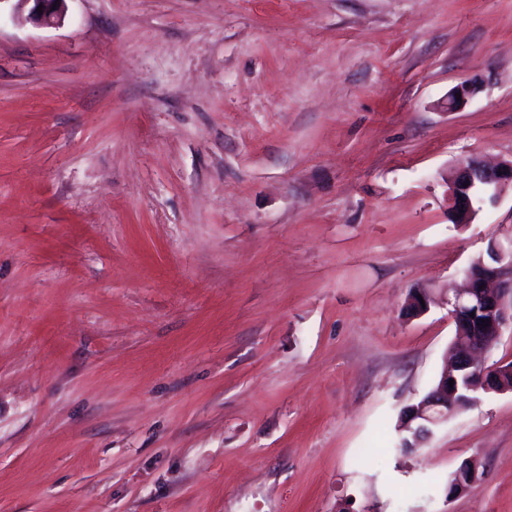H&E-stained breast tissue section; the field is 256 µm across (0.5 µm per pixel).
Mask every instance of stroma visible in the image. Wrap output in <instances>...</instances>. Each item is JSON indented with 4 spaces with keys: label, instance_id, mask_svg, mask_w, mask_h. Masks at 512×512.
I'll return each mask as SVG.
<instances>
[{
    "label": "stroma",
    "instance_id": "1",
    "mask_svg": "<svg viewBox=\"0 0 512 512\" xmlns=\"http://www.w3.org/2000/svg\"><path fill=\"white\" fill-rule=\"evenodd\" d=\"M469 157L512 0H0V512H512V394L398 446L512 244L511 192L448 217ZM16 2L15 13L27 8L25 19L36 26L60 25L65 18V2L67 0H10ZM56 5L55 10H52ZM41 7L42 14L37 12ZM484 472L478 467L477 461L474 459H466L461 465L452 473L454 479L448 486V495H455L469 486L481 481Z\"/></svg>",
    "mask_w": 512,
    "mask_h": 512
}]
</instances>
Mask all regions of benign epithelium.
Masks as SVG:
<instances>
[{
    "mask_svg": "<svg viewBox=\"0 0 512 512\" xmlns=\"http://www.w3.org/2000/svg\"><path fill=\"white\" fill-rule=\"evenodd\" d=\"M16 10L27 9L26 20L36 26L59 25L65 18L66 0H15ZM512 187V160L488 165L476 158L463 161L448 186V209L456 224H469L474 219L475 205L496 204L502 190ZM465 285L452 288L447 297L449 312L462 337L453 349L452 362L444 367L439 386L417 404L405 409V427H417V433L431 436L434 428L444 424L455 413L449 399L464 386L485 393L512 394V385L503 382L502 373H512L503 364L479 366L481 355L490 349L505 328H512V249L489 245L487 257L474 259L463 272ZM430 304L426 292L413 293L407 301L409 313L426 312L422 304ZM454 384H449V380ZM484 472L474 459H466L452 473L448 494L455 495L481 481Z\"/></svg>",
    "mask_w": 512,
    "mask_h": 512,
    "instance_id": "benign-epithelium-1",
    "label": "benign epithelium"
}]
</instances>
